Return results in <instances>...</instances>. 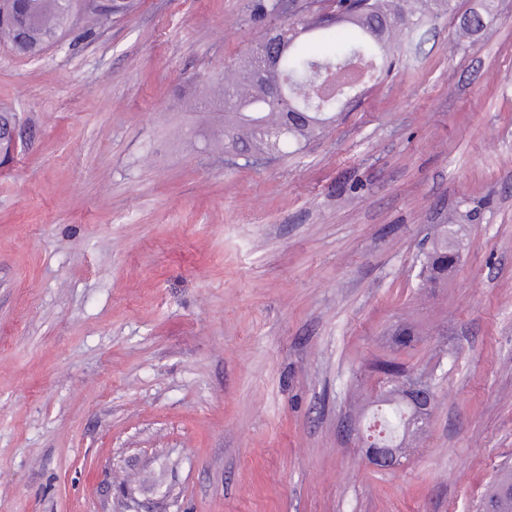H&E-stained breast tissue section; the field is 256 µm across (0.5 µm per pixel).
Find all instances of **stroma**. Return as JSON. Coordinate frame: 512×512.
I'll use <instances>...</instances> for the list:
<instances>
[{
  "label": "stroma",
  "mask_w": 512,
  "mask_h": 512,
  "mask_svg": "<svg viewBox=\"0 0 512 512\" xmlns=\"http://www.w3.org/2000/svg\"><path fill=\"white\" fill-rule=\"evenodd\" d=\"M253 2L0 48V512H477L512 473V0L402 30L251 165L197 99L280 24ZM439 224L461 259L425 284ZM382 361L435 393L392 471L354 432Z\"/></svg>",
  "instance_id": "1"
}]
</instances>
